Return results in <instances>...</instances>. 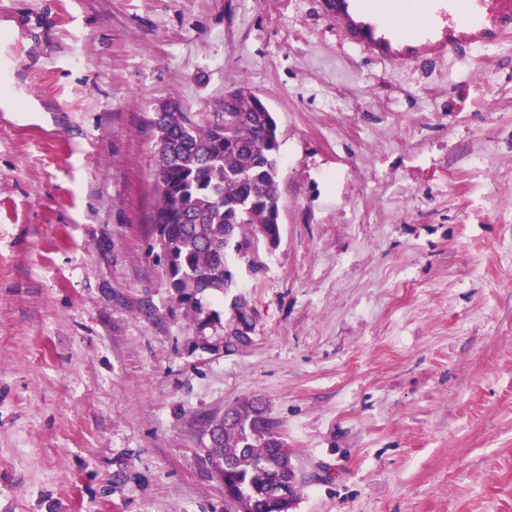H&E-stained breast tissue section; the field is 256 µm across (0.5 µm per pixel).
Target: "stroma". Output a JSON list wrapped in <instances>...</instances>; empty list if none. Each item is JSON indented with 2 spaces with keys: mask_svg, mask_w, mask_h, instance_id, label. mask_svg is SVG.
I'll return each instance as SVG.
<instances>
[{
  "mask_svg": "<svg viewBox=\"0 0 512 512\" xmlns=\"http://www.w3.org/2000/svg\"><path fill=\"white\" fill-rule=\"evenodd\" d=\"M238 86L282 240L216 354L150 250L145 121ZM251 396L294 512H512V37L398 67L320 0H0V512H225L202 420Z\"/></svg>",
  "mask_w": 512,
  "mask_h": 512,
  "instance_id": "1",
  "label": "stroma"
}]
</instances>
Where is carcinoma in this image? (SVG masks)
<instances>
[{
    "label": "carcinoma",
    "mask_w": 512,
    "mask_h": 512,
    "mask_svg": "<svg viewBox=\"0 0 512 512\" xmlns=\"http://www.w3.org/2000/svg\"><path fill=\"white\" fill-rule=\"evenodd\" d=\"M158 143V182L151 232L167 287L191 316L198 336H215L231 351L251 343L256 320L245 298L225 320L203 306L239 287L232 266L265 272L261 253L281 242L279 131L272 112L253 96L226 93L209 112L167 104L150 117ZM206 459L224 482V497L247 512H288L294 471L280 421L251 397L203 420Z\"/></svg>",
    "instance_id": "1"
}]
</instances>
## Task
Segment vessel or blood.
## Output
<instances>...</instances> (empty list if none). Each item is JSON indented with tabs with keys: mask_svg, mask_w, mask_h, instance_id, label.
<instances>
[{
	"mask_svg": "<svg viewBox=\"0 0 512 512\" xmlns=\"http://www.w3.org/2000/svg\"><path fill=\"white\" fill-rule=\"evenodd\" d=\"M322 10L346 44L395 66L512 34V0H322Z\"/></svg>",
	"mask_w": 512,
	"mask_h": 512,
	"instance_id": "b4317fda",
	"label": "vessel or blood"
}]
</instances>
